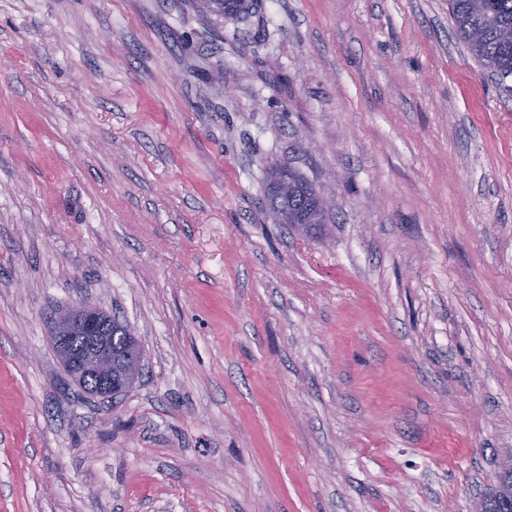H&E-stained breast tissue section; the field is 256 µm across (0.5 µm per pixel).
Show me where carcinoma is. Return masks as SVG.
Masks as SVG:
<instances>
[{"label":"carcinoma","instance_id":"1","mask_svg":"<svg viewBox=\"0 0 512 512\" xmlns=\"http://www.w3.org/2000/svg\"><path fill=\"white\" fill-rule=\"evenodd\" d=\"M244 0H206L217 12H238ZM449 11L461 42L476 61L490 73L495 83L511 92L508 78L512 77V42L501 39V32L512 29V0H449ZM269 210L279 224L291 223L301 216L309 224H325L326 210L318 205L320 197L311 183L286 163L273 167L267 184ZM112 342L116 346L141 351L132 329L110 317Z\"/></svg>","mask_w":512,"mask_h":512}]
</instances>
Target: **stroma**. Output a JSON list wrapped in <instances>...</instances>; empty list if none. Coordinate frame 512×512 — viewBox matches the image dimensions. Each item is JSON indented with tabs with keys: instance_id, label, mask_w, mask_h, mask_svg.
Masks as SVG:
<instances>
[{
	"instance_id": "35a3bbf8",
	"label": "stroma",
	"mask_w": 512,
	"mask_h": 512,
	"mask_svg": "<svg viewBox=\"0 0 512 512\" xmlns=\"http://www.w3.org/2000/svg\"><path fill=\"white\" fill-rule=\"evenodd\" d=\"M248 3L0 0V512H474L512 460V97L448 0ZM285 175L289 176L294 183V188L288 194H283L279 190ZM267 195L270 214L278 224H292L293 217L301 215L307 224H321V231L323 230V224L327 222V214L326 210L318 205L320 197L311 183L288 163H280L271 169ZM104 312V311H103ZM111 320L112 336H105L103 317L92 307H79L69 317L57 318L52 340L55 352L60 355L67 375L80 386L97 395H112V342L116 346L131 347L141 360V348L132 329L116 317ZM80 334L81 336H74ZM79 338L86 345V352L79 354L72 343Z\"/></svg>"
}]
</instances>
